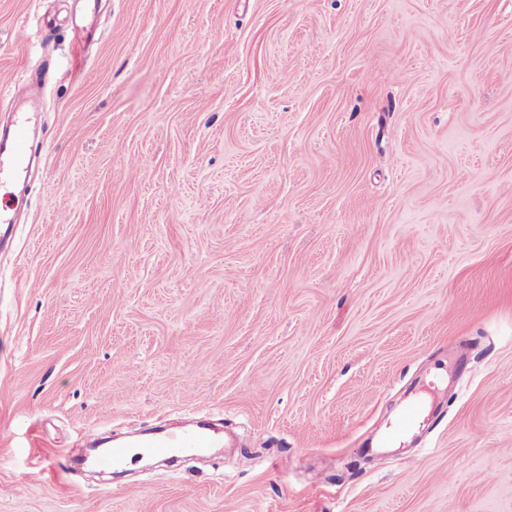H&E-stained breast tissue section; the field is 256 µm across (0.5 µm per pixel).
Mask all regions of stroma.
Here are the masks:
<instances>
[{"mask_svg": "<svg viewBox=\"0 0 512 512\" xmlns=\"http://www.w3.org/2000/svg\"><path fill=\"white\" fill-rule=\"evenodd\" d=\"M84 5L0 0V512H512V0H98L79 55ZM189 417L237 447L72 468ZM14 114L12 128L0 134V188L19 178L29 168V112H37L33 102L12 99L8 103ZM439 380L432 377L423 384L420 394L411 397L395 419L386 424L378 436L379 448H400L403 440L412 433L427 411L426 394L438 387Z\"/></svg>", "mask_w": 512, "mask_h": 512, "instance_id": "obj_1", "label": "stroma"}]
</instances>
